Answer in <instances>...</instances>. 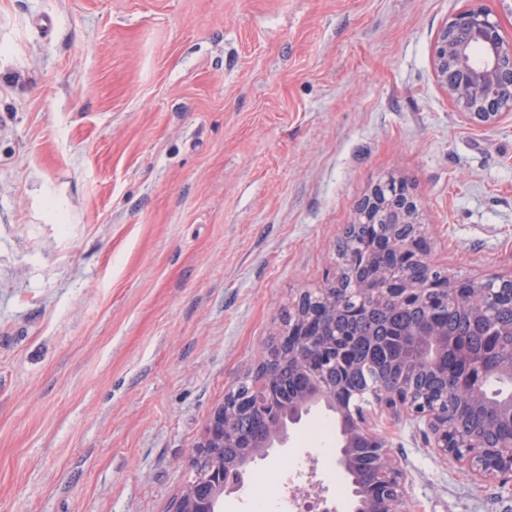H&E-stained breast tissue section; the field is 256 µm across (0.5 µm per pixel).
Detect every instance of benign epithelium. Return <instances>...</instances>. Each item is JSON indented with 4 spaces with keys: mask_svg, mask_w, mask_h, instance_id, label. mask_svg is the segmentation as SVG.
Returning <instances> with one entry per match:
<instances>
[{
    "mask_svg": "<svg viewBox=\"0 0 512 512\" xmlns=\"http://www.w3.org/2000/svg\"><path fill=\"white\" fill-rule=\"evenodd\" d=\"M433 68L438 83L445 89L453 107L469 122L492 124L512 112V98L502 88L512 84V39L502 34L498 11L486 0H471V5L454 14L439 29L433 47ZM356 223L372 226L387 224L389 231L377 258L379 269L355 277L352 296L361 304L368 296L399 308L417 305L430 297L456 288L480 294L488 303H506L512 307V277L482 280L430 277L420 283L407 278L412 270L429 262L426 237L412 231L404 237L407 224L418 223L416 207L404 182L393 176L379 182L359 204ZM336 307V278H330L317 300L308 293L300 295L288 312L280 341L258 358L255 371L262 378L249 387L238 385L224 397V404L212 414L199 443L191 451L194 476L184 487L185 507L175 512H212L218 496H229L242 489L243 476L251 464L269 456L273 448L288 444V427L300 423L313 406L324 404L336 412L342 424L338 465L353 471L352 460L358 448L372 449L374 465L366 476V485L358 486L352 512H408L404 473L383 436L374 430L373 415L384 413L402 417L426 428L427 443L435 454L451 457L474 476L484 479L512 474V442L504 443L493 432L480 439L461 441L455 425L476 417L483 410L495 411L512 420V400L490 406L483 399L487 372L512 377V355L505 358L489 338L488 346L475 358L466 347L459 348L457 404L453 410L428 404L415 388L380 382L351 390L327 382L336 370V338L325 330V318ZM420 356L409 365L418 374L437 369L448 345L445 331L435 325L411 328ZM287 356L301 373L309 377L296 400L288 405L275 404L271 387L274 371ZM255 414L266 423V432L250 446V457L230 472L222 468L220 448H233L237 441L235 416Z\"/></svg>",
    "mask_w": 512,
    "mask_h": 512,
    "instance_id": "obj_1",
    "label": "benign epithelium"
}]
</instances>
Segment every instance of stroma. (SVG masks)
<instances>
[{
  "label": "stroma",
  "mask_w": 512,
  "mask_h": 512,
  "mask_svg": "<svg viewBox=\"0 0 512 512\" xmlns=\"http://www.w3.org/2000/svg\"><path fill=\"white\" fill-rule=\"evenodd\" d=\"M468 0H0V512H173L190 450L401 176L435 265L512 273V115L437 83ZM410 512H512L405 420ZM325 406L257 461L338 466Z\"/></svg>",
  "instance_id": "1"
}]
</instances>
